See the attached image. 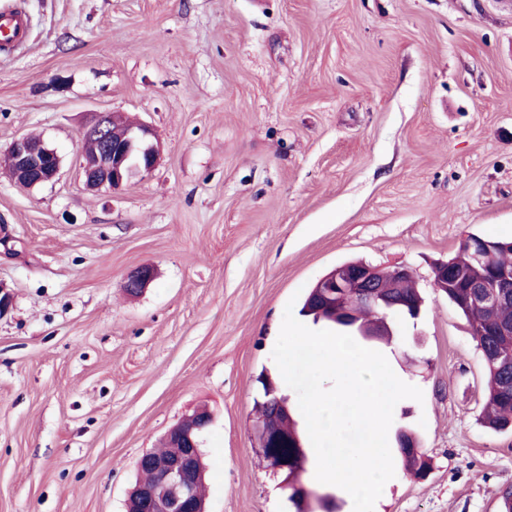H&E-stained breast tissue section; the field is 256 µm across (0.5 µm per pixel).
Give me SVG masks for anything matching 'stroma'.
<instances>
[{"instance_id": "stroma-1", "label": "stroma", "mask_w": 512, "mask_h": 512, "mask_svg": "<svg viewBox=\"0 0 512 512\" xmlns=\"http://www.w3.org/2000/svg\"><path fill=\"white\" fill-rule=\"evenodd\" d=\"M0 512H125L137 464L195 410L207 512H291L259 461V374L285 307L339 264L410 268L425 298L384 348L422 401L393 411L430 469L395 463L374 512H500L512 432L432 267L470 233L512 240V0H0ZM150 125L161 160L120 188L79 173L99 113ZM153 266L138 297L127 275ZM27 33L26 16L17 9L2 8L0 9V35L9 38L2 40V44L6 47H15L20 45ZM11 178L20 186L34 188L52 182L60 170V158L43 141L21 135L16 137L0 155Z\"/></svg>"}]
</instances>
